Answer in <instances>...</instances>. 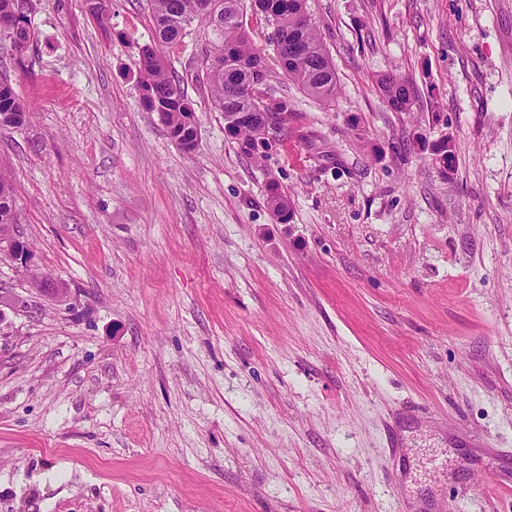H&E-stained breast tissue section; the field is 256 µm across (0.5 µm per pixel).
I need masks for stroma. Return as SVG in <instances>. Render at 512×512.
I'll use <instances>...</instances> for the list:
<instances>
[{
	"label": "stroma",
	"instance_id": "obj_1",
	"mask_svg": "<svg viewBox=\"0 0 512 512\" xmlns=\"http://www.w3.org/2000/svg\"><path fill=\"white\" fill-rule=\"evenodd\" d=\"M307 7L339 94L288 81L247 13L290 109L258 161L204 24L163 50L190 154L141 105L149 0H24V52L0 32L32 251L0 255V512H512V0ZM391 69L411 111L378 92ZM266 200L267 205L272 209L274 215L280 217L279 223H288L290 218L288 197L279 189L278 185L269 184Z\"/></svg>",
	"mask_w": 512,
	"mask_h": 512
}]
</instances>
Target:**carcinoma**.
Listing matches in <instances>:
<instances>
[{"instance_id":"obj_1","label":"carcinoma","mask_w":512,"mask_h":512,"mask_svg":"<svg viewBox=\"0 0 512 512\" xmlns=\"http://www.w3.org/2000/svg\"><path fill=\"white\" fill-rule=\"evenodd\" d=\"M157 46H144L139 53V72L142 99L147 111L155 112L168 128L171 138H180L189 144L192 152V128L188 122L192 104L181 91L180 84L162 57L159 48L175 44L183 38L187 26L198 20L218 32L222 44L217 52L224 54V68H215L207 76L209 89L216 107L224 112L226 131L238 140L239 151L253 159L265 157L267 148L260 136L262 113L273 112L286 120L288 102L272 98L267 105L254 98L250 86L262 66L261 49L250 39L244 20V0H150ZM253 11L264 16L275 30L272 38L281 33L297 35L303 43L302 59L288 58L286 51L278 53L279 63L288 80L308 96L329 104L338 92L336 71L319 36L317 26L307 11V0H251ZM384 102L396 112H408L414 94L413 85L395 74H387L377 81ZM15 111L11 101L0 96V128H15ZM436 155L447 161L441 172L452 169L455 144L442 140L434 149ZM267 205L280 223L290 218L288 197L275 184L268 187ZM12 186L0 175V235L13 237L17 232V214Z\"/></svg>"}]
</instances>
